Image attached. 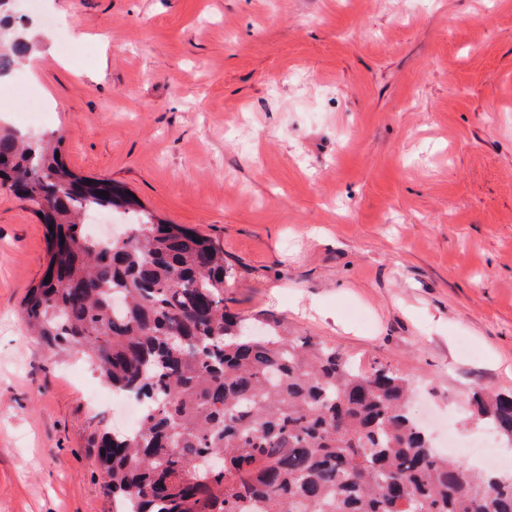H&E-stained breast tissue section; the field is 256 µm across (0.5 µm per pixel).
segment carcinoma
<instances>
[{"label":"carcinoma","mask_w":512,"mask_h":512,"mask_svg":"<svg viewBox=\"0 0 512 512\" xmlns=\"http://www.w3.org/2000/svg\"><path fill=\"white\" fill-rule=\"evenodd\" d=\"M11 5L0 77L34 48ZM64 139L0 128V189L53 227L50 281L21 302L32 334L143 406L137 430L88 434L116 512H512V475L434 451L405 376L277 324L253 335L224 310V248L74 173L56 157ZM101 210L128 217L127 239L86 232ZM468 404L512 442V394L479 389Z\"/></svg>","instance_id":"obj_1"}]
</instances>
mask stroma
I'll use <instances>...</instances> for the list:
<instances>
[{"instance_id":"35a3bbf8","label":"stroma","mask_w":512,"mask_h":512,"mask_svg":"<svg viewBox=\"0 0 512 512\" xmlns=\"http://www.w3.org/2000/svg\"><path fill=\"white\" fill-rule=\"evenodd\" d=\"M0 128L224 247V306L412 380L462 444L512 391V0H38ZM50 103L26 124L32 98ZM47 231L0 190V512H113L86 439L111 390L30 336ZM471 413L478 420L491 424L506 440L512 442V394H485L475 390L468 398Z\"/></svg>"}]
</instances>
